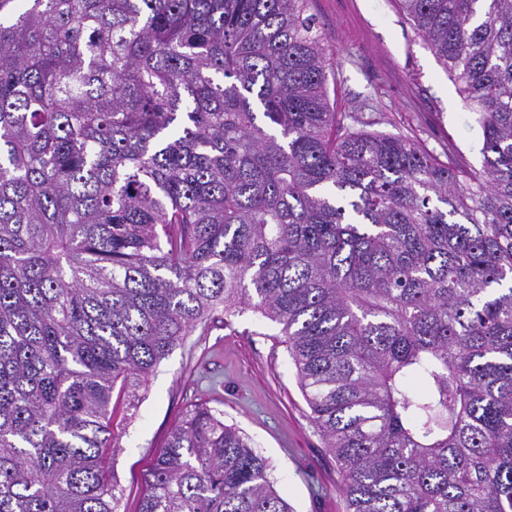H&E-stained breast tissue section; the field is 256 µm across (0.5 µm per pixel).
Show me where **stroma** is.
Wrapping results in <instances>:
<instances>
[{
	"instance_id": "stroma-1",
	"label": "stroma",
	"mask_w": 512,
	"mask_h": 512,
	"mask_svg": "<svg viewBox=\"0 0 512 512\" xmlns=\"http://www.w3.org/2000/svg\"><path fill=\"white\" fill-rule=\"evenodd\" d=\"M334 58L330 105L361 129L408 137L437 156L481 167V133L455 83L398 0H311ZM208 400L269 460L292 512H345L336 462L313 427L278 325L251 310L216 312L159 365L136 406L118 402L112 466L119 512H139L143 477L195 399Z\"/></svg>"
}]
</instances>
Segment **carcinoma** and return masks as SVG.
<instances>
[{"instance_id": "carcinoma-1", "label": "carcinoma", "mask_w": 512, "mask_h": 512, "mask_svg": "<svg viewBox=\"0 0 512 512\" xmlns=\"http://www.w3.org/2000/svg\"><path fill=\"white\" fill-rule=\"evenodd\" d=\"M482 168L331 109L310 0H0V512H117L112 394L280 326L346 512H512V0H398ZM140 512H290L201 400Z\"/></svg>"}]
</instances>
